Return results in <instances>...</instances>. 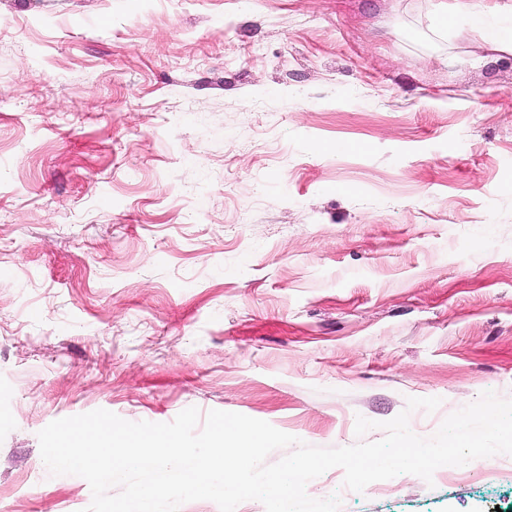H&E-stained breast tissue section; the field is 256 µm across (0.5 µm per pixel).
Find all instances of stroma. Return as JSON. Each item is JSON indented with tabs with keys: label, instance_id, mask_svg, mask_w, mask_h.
<instances>
[{
	"label": "stroma",
	"instance_id": "35a3bbf8",
	"mask_svg": "<svg viewBox=\"0 0 512 512\" xmlns=\"http://www.w3.org/2000/svg\"><path fill=\"white\" fill-rule=\"evenodd\" d=\"M435 3L0 0V512H83L37 434L99 408L344 447L512 399V56ZM343 479L512 512L504 454Z\"/></svg>",
	"mask_w": 512,
	"mask_h": 512
}]
</instances>
